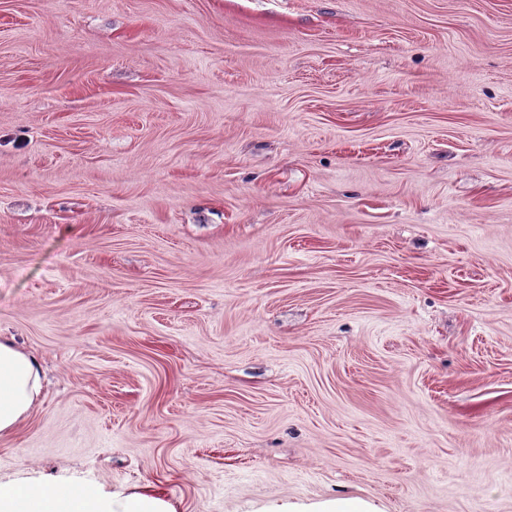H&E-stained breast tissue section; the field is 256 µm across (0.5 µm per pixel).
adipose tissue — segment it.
I'll list each match as a JSON object with an SVG mask.
<instances>
[{"label":"adipose tissue","mask_w":512,"mask_h":512,"mask_svg":"<svg viewBox=\"0 0 512 512\" xmlns=\"http://www.w3.org/2000/svg\"><path fill=\"white\" fill-rule=\"evenodd\" d=\"M41 392L35 357L11 340L0 338V435L26 419ZM0 512H117L111 503L81 490L0 487Z\"/></svg>","instance_id":"1"}]
</instances>
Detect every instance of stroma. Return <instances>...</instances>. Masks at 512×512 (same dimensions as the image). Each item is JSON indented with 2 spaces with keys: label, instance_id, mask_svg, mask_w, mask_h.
I'll list each match as a JSON object with an SVG mask.
<instances>
[{
  "label": "stroma",
  "instance_id": "35a3bbf8",
  "mask_svg": "<svg viewBox=\"0 0 512 512\" xmlns=\"http://www.w3.org/2000/svg\"><path fill=\"white\" fill-rule=\"evenodd\" d=\"M0 485L512 512V0H0ZM41 383L35 357L0 338V435L14 431L38 402Z\"/></svg>",
  "mask_w": 512,
  "mask_h": 512
}]
</instances>
